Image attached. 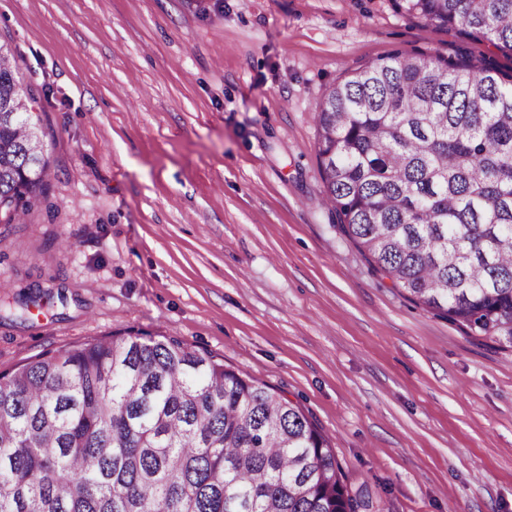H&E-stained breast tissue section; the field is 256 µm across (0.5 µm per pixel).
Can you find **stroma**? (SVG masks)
Instances as JSON below:
<instances>
[{
    "label": "stroma",
    "mask_w": 512,
    "mask_h": 512,
    "mask_svg": "<svg viewBox=\"0 0 512 512\" xmlns=\"http://www.w3.org/2000/svg\"><path fill=\"white\" fill-rule=\"evenodd\" d=\"M56 215L0 224V372L127 330L265 383L371 512H512V348L392 286L323 203L314 114L399 50L488 54L392 0H0Z\"/></svg>",
    "instance_id": "stroma-1"
}]
</instances>
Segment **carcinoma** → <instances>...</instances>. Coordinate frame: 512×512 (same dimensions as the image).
Returning a JSON list of instances; mask_svg holds the SVG:
<instances>
[{
	"label": "carcinoma",
	"mask_w": 512,
	"mask_h": 512,
	"mask_svg": "<svg viewBox=\"0 0 512 512\" xmlns=\"http://www.w3.org/2000/svg\"><path fill=\"white\" fill-rule=\"evenodd\" d=\"M512 55V0H393ZM34 94L0 67V212L50 214ZM324 201L393 287L512 345V71L393 52L315 113ZM47 292L0 303L11 315ZM331 441L265 384L132 330L0 373V512H370Z\"/></svg>",
	"instance_id": "cac0c4a2"
}]
</instances>
